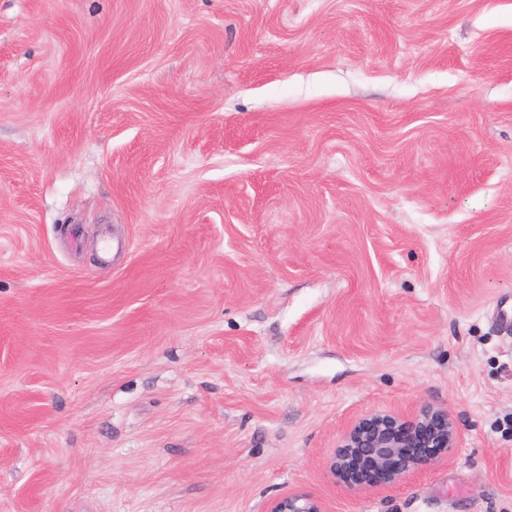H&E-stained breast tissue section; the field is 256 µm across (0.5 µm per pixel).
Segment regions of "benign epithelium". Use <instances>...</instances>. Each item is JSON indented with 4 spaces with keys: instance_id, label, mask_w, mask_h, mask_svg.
Here are the masks:
<instances>
[{
    "instance_id": "benign-epithelium-1",
    "label": "benign epithelium",
    "mask_w": 512,
    "mask_h": 512,
    "mask_svg": "<svg viewBox=\"0 0 512 512\" xmlns=\"http://www.w3.org/2000/svg\"><path fill=\"white\" fill-rule=\"evenodd\" d=\"M458 442V428L446 410L424 405L410 419L376 412L348 426L328 468L345 484L354 481V472L362 468L372 469L387 483H396L448 454ZM267 512H322V506L308 493L293 492L275 499Z\"/></svg>"
}]
</instances>
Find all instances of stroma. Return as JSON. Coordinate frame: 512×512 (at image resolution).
Masks as SVG:
<instances>
[{
    "mask_svg": "<svg viewBox=\"0 0 512 512\" xmlns=\"http://www.w3.org/2000/svg\"><path fill=\"white\" fill-rule=\"evenodd\" d=\"M509 310L512 0H0V512H512ZM459 431L447 410L421 406L411 419L376 412L346 429L328 468L339 482L358 481L352 475L370 468L387 483H396L443 454L457 448ZM321 503L305 492L286 493L275 499L267 512H322Z\"/></svg>",
    "mask_w": 512,
    "mask_h": 512,
    "instance_id": "1",
    "label": "stroma"
}]
</instances>
